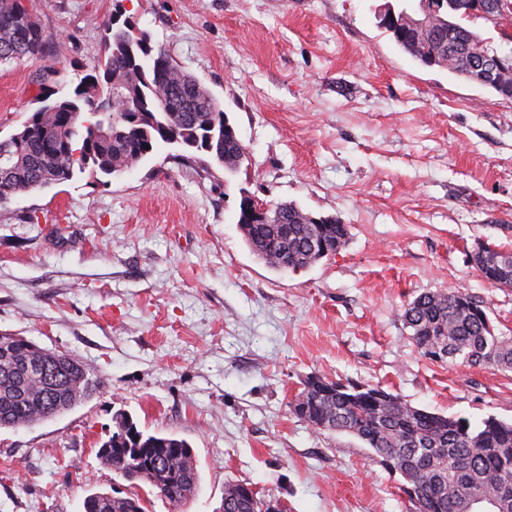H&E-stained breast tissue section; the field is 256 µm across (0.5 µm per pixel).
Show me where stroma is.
I'll return each mask as SVG.
<instances>
[{
    "mask_svg": "<svg viewBox=\"0 0 512 512\" xmlns=\"http://www.w3.org/2000/svg\"><path fill=\"white\" fill-rule=\"evenodd\" d=\"M386 0H123L127 15L219 100L248 159L177 163L159 147L118 177L84 173L0 207V330L87 363L90 400L0 430V512H83L126 481L97 450L125 412L193 450L195 500L220 512L245 481L288 512H408L399 474L288 403L306 377L380 385L412 406L512 421V372L423 356L400 319L460 289L512 331V288L477 243L512 247V99L427 68L378 26ZM114 0H29L49 48L0 66V137L51 69L90 73ZM349 227L335 256L279 273L239 230L241 192ZM492 247L495 249H486L484 255L472 263L480 276L492 286L512 288V250Z\"/></svg>",
    "mask_w": 512,
    "mask_h": 512,
    "instance_id": "35a3bbf8",
    "label": "stroma"
}]
</instances>
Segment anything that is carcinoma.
<instances>
[{"label":"carcinoma","mask_w":512,"mask_h":512,"mask_svg":"<svg viewBox=\"0 0 512 512\" xmlns=\"http://www.w3.org/2000/svg\"><path fill=\"white\" fill-rule=\"evenodd\" d=\"M28 0H0V66L45 51L46 36ZM494 18L480 15L483 0H444L427 29L416 32L403 17L417 18L415 0H396L400 24L386 27L395 43L425 67L459 75L488 41L472 31L481 20L501 36L512 35V0H495ZM165 50L130 20L110 17L93 72L69 91L54 71L43 78L40 106L22 127L0 140V205L34 189L71 181L89 169L106 176L128 171L160 145L177 137L189 154L212 149L226 168L236 165L243 144L224 132V110L194 76L166 64ZM92 122L95 128L86 126ZM266 207L262 224H241L247 246L274 270L296 271L336 254L349 238L346 224H311L309 211L286 202L256 201ZM324 246L309 251L310 241ZM496 288H512V250H485L475 262ZM411 339L430 360L512 369V336L495 332L484 302L454 289L423 292L401 313ZM42 347L0 331V428L16 430L66 413L99 388L92 368L66 352L34 371ZM291 412L319 431L360 439L372 455L403 479L400 491L410 512H471L474 499L499 501L512 512V423L488 417L472 425L464 417L416 408L381 386L309 376L289 402ZM97 456L116 476L149 484L158 496L184 505L199 492L200 476L189 444L173 435L145 433L126 413ZM265 496L252 484H224V512H263ZM84 512H147L146 499L94 492Z\"/></svg>","instance_id":"1"}]
</instances>
